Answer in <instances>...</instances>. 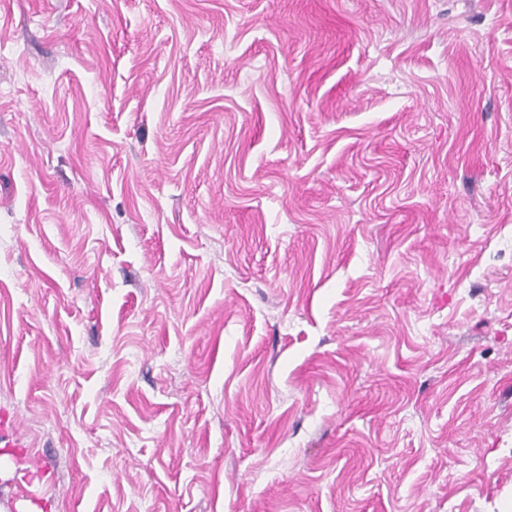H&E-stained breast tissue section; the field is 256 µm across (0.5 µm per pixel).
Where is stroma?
<instances>
[{"instance_id":"35a3bbf8","label":"stroma","mask_w":512,"mask_h":512,"mask_svg":"<svg viewBox=\"0 0 512 512\" xmlns=\"http://www.w3.org/2000/svg\"><path fill=\"white\" fill-rule=\"evenodd\" d=\"M0 496L512 505V0H0Z\"/></svg>"}]
</instances>
